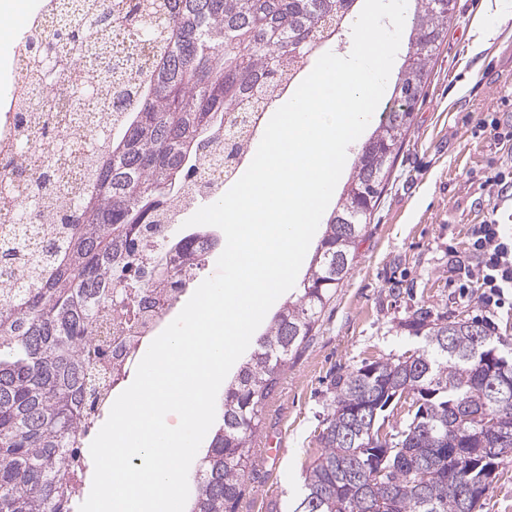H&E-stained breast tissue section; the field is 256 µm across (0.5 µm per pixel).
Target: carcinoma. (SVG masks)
I'll use <instances>...</instances> for the list:
<instances>
[{"label":"carcinoma","mask_w":512,"mask_h":512,"mask_svg":"<svg viewBox=\"0 0 512 512\" xmlns=\"http://www.w3.org/2000/svg\"><path fill=\"white\" fill-rule=\"evenodd\" d=\"M93 13L72 0L46 42L30 39L41 61L60 45L56 81L80 112L105 111L78 143L92 190L75 192L49 170L29 178L17 214L54 233L37 247L0 232V512H77L73 475L86 468L85 436L96 424L101 384L89 371L108 352L95 347L100 317L123 288L143 290L140 312L160 296L175 306L202 263L183 271L147 266L138 242L154 234L168 201L179 210L218 200L194 174L224 142L228 112H257L280 98L334 39L344 36L359 0H107ZM455 0H421L410 19L404 62L376 129L361 147L299 288L272 316L257 349L224 388L219 424L195 473L188 512H236L253 467L252 442L268 401L292 359L313 335L380 203L424 98L431 63ZM145 51L132 69L135 104L95 83L69 84V70L112 72L105 51L111 21ZM42 141L72 145L45 124L17 141L23 156ZM202 231L172 228L156 238L193 254ZM405 327L423 337L411 355L366 363L334 382L321 452L292 512H480L481 500L512 454V433L486 452L481 436L512 429V382L494 360L512 361V344L476 319H440L417 309ZM410 400L407 422L381 432L387 407ZM369 404L376 412L355 416ZM384 470L370 479L372 465Z\"/></svg>","instance_id":"obj_1"}]
</instances>
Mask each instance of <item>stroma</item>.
I'll return each instance as SVG.
<instances>
[{
    "label": "stroma",
    "mask_w": 512,
    "mask_h": 512,
    "mask_svg": "<svg viewBox=\"0 0 512 512\" xmlns=\"http://www.w3.org/2000/svg\"><path fill=\"white\" fill-rule=\"evenodd\" d=\"M495 2L456 0L424 99L353 268L269 400L236 512H292L320 449L334 379L418 349L422 338L404 326L415 310L488 317L477 289L463 292L452 282L468 260L472 226L490 208L484 181L500 153L492 139L475 141L471 129L484 113L512 115V13L492 19L488 35L479 32ZM271 437L284 449L275 460L263 453Z\"/></svg>",
    "instance_id": "obj_1"
}]
</instances>
